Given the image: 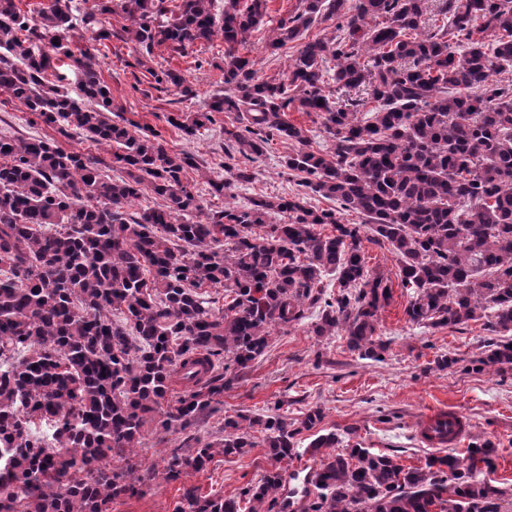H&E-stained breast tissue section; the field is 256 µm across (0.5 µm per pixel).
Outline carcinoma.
<instances>
[{
	"mask_svg": "<svg viewBox=\"0 0 512 512\" xmlns=\"http://www.w3.org/2000/svg\"><path fill=\"white\" fill-rule=\"evenodd\" d=\"M166 2L121 0L131 22L124 40L149 55L156 45L181 55L219 35L225 85L205 111L167 122L191 136L214 114L232 113L227 147L252 162L274 138L287 142L285 168L362 222L297 198L206 209L183 183L186 169L198 168L193 155L171 154L161 134L106 116L112 96L94 55L73 58L66 0L31 17L16 0H0V91L62 135L79 130L113 149L112 164L126 173L108 179L98 158L0 138V268L8 273L0 278V360L8 365L0 370V512H110L115 499L137 494L144 427L196 428L224 395L215 361L226 371L249 368L271 329L300 322L306 305L320 308L315 335L342 330L350 351L383 360L388 342L377 327L393 286L367 269L365 239L398 257L401 286L414 289L410 322L457 329L486 317L489 331L512 333V0H441L433 15L444 23L428 30V0H298L266 44L275 54L292 43L295 57L288 72L267 78L239 47L265 23L270 0H226L219 14L215 0H181L176 12ZM110 12L112 0H101L83 18L99 25L97 41L112 32L96 15ZM318 20L336 22V35L303 41ZM63 57L81 71V102L63 76L48 79ZM330 79L370 88L353 103L371 105L369 117L330 101ZM293 104L319 114L333 151L311 149L308 129L288 120ZM252 179L247 167L230 166L209 184L225 196ZM147 192L163 204L129 211ZM275 210L287 221L267 224ZM325 224L332 232L321 231ZM254 226L269 230L257 237ZM325 274L339 288L329 298ZM210 288L224 289L223 308L205 298ZM474 369L512 371V338L490 342ZM175 375L185 388L170 400ZM321 420L319 409L294 428L280 413L226 417L223 439L196 441L150 478L199 471L216 448L244 454L258 432L272 460L260 480L236 499L187 489L175 512H241L242 501L249 512H284L280 462ZM340 442L329 432L306 448L320 462L302 512H500L512 496L480 478L498 457L490 442L467 449L465 462L449 454L420 467L359 443L328 452ZM114 460L124 466L110 467Z\"/></svg>",
	"mask_w": 512,
	"mask_h": 512,
	"instance_id": "cac0c4a2",
	"label": "carcinoma"
}]
</instances>
